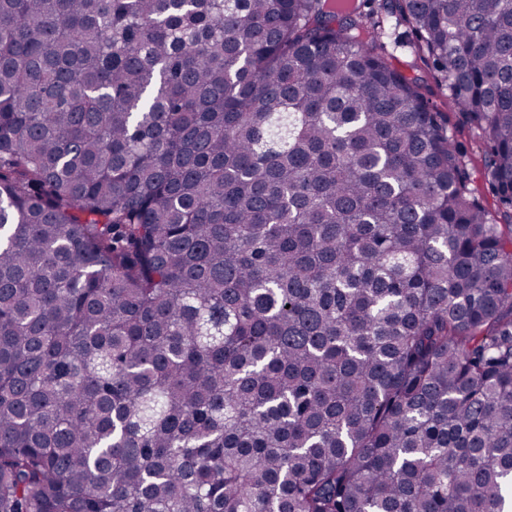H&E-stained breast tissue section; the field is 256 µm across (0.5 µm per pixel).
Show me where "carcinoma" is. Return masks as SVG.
Instances as JSON below:
<instances>
[{"instance_id":"cac0c4a2","label":"carcinoma","mask_w":512,"mask_h":512,"mask_svg":"<svg viewBox=\"0 0 512 512\" xmlns=\"http://www.w3.org/2000/svg\"><path fill=\"white\" fill-rule=\"evenodd\" d=\"M512 219V0H386ZM357 0H0V512H512V224Z\"/></svg>"}]
</instances>
